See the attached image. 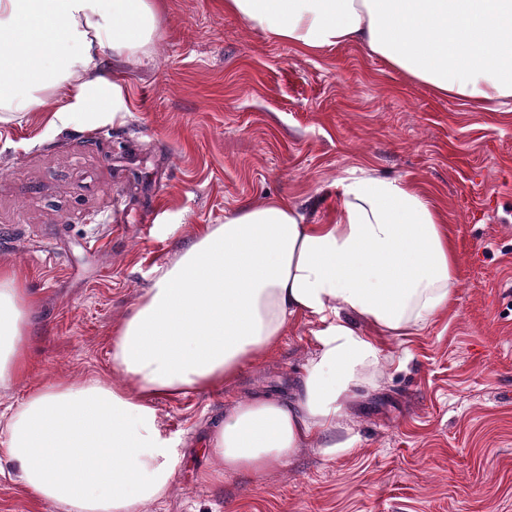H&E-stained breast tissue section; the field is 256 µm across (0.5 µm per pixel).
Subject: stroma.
<instances>
[{"label": "stroma", "mask_w": 512, "mask_h": 512, "mask_svg": "<svg viewBox=\"0 0 512 512\" xmlns=\"http://www.w3.org/2000/svg\"><path fill=\"white\" fill-rule=\"evenodd\" d=\"M158 4L162 39L118 67L122 118L52 134L44 111L0 123V262L36 301L31 370L0 388V419L35 381L107 376L114 325L199 226L275 195L322 221L338 181L371 167L444 207L451 309L382 337L386 368L343 416L359 441L333 459L306 445L262 480L200 479L206 433L235 399L292 397L315 352L309 319L232 383L161 400L183 458L147 512H512V112L438 96L356 46L269 41L224 0ZM0 512L58 510L1 459Z\"/></svg>", "instance_id": "35a3bbf8"}]
</instances>
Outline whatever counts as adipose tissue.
<instances>
[{
	"label": "adipose tissue",
	"instance_id": "ef3b65f1",
	"mask_svg": "<svg viewBox=\"0 0 512 512\" xmlns=\"http://www.w3.org/2000/svg\"><path fill=\"white\" fill-rule=\"evenodd\" d=\"M224 12L308 52L361 47L485 111L512 100V0H224ZM160 38L157 0H0V123L70 84L48 131L121 118L125 85L104 63L148 56ZM96 98L108 111H89ZM339 186L337 210L317 224L276 196L202 225L113 328L109 377L32 386L0 429L26 491L62 512H144L182 458L157 401L231 382L300 315L317 324L316 350L294 401L237 399L205 438L201 479L261 478L306 444L350 452L357 437L338 420L384 363L361 323L390 336L424 327L448 309L458 273L446 214L417 183L367 167ZM32 312L0 263V387L29 368Z\"/></svg>",
	"mask_w": 512,
	"mask_h": 512
}]
</instances>
